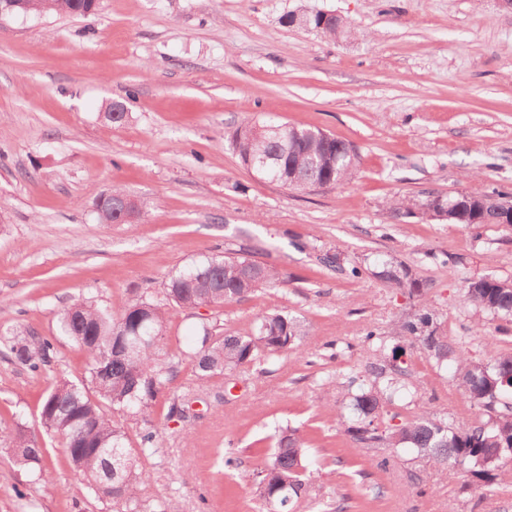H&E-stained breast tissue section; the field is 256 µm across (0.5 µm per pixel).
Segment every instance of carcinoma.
Instances as JSON below:
<instances>
[{"label": "carcinoma", "mask_w": 512, "mask_h": 512, "mask_svg": "<svg viewBox=\"0 0 512 512\" xmlns=\"http://www.w3.org/2000/svg\"><path fill=\"white\" fill-rule=\"evenodd\" d=\"M14 13L23 15L85 16L95 12L99 0H19ZM308 26L333 39L352 34L347 21L335 17L325 22L319 14L309 17ZM251 122L237 125L229 143L243 165L261 178L290 190L304 192L334 187L350 180L359 154L349 142L318 128L265 124L256 135ZM112 205L97 210L105 224L124 223L123 208L137 214L146 203H137L114 187L108 192ZM512 196L506 190L489 193L461 192L445 203L429 195L422 202L432 218L444 217L453 224L473 229L483 224H512V213L500 202ZM387 278L410 292L422 294L420 283L407 270L389 271ZM280 281L279 272L246 255L208 256L172 272L163 297L138 298L114 317L88 299L76 300L58 315L61 332L85 355V375L81 380L62 378L43 396L39 406L42 427L56 436L72 469L83 477L95 498L111 505V512H178L167 501L159 507H145L139 486L145 472L138 469L136 449L130 446L124 428L108 412L139 409L167 382L162 366L165 324L170 312L178 309L222 307L244 299L261 288ZM468 303L480 312L512 316V281L483 277L469 282ZM428 358L442 367L454 361V384L476 409L475 419L455 426L423 412L406 423L380 429L383 403L401 391L399 380L375 371L379 383L363 389L353 398L356 418L343 422L357 443L372 447L386 442L404 448L438 467L453 463L461 467L468 484L485 490L498 484L504 465L512 463V404L504 401L512 383V354L485 358L454 356L448 337L433 327L428 313L401 326ZM304 335L294 318L272 313L261 318L253 336H215L205 324L190 354L202 380L219 378L224 370L250 363L260 352L277 353L298 344ZM14 358L38 372L54 359L53 339L34 332L0 336ZM13 458L37 480L48 478L45 449L21 427L10 438ZM308 448L292 431L282 436L264 468L259 471L260 491L276 512H291L294 500L315 478L305 465Z\"/></svg>", "instance_id": "obj_1"}]
</instances>
